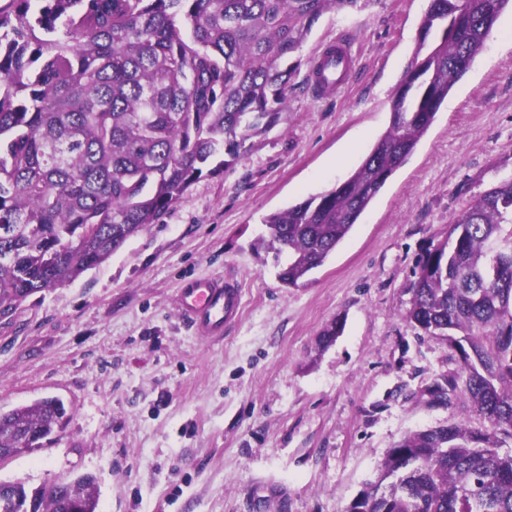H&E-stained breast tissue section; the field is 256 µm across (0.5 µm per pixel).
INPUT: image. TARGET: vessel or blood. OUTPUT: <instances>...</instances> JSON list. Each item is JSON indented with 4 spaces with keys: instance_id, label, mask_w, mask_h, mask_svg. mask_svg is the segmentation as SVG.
I'll use <instances>...</instances> for the list:
<instances>
[{
    "instance_id": "1",
    "label": "vessel or blood",
    "mask_w": 512,
    "mask_h": 512,
    "mask_svg": "<svg viewBox=\"0 0 512 512\" xmlns=\"http://www.w3.org/2000/svg\"><path fill=\"white\" fill-rule=\"evenodd\" d=\"M355 64L350 42L339 39L326 44L313 58L309 75L314 93L336 96ZM176 303L181 316L208 338H218L242 308V292L236 281L221 277H194L184 281Z\"/></svg>"
}]
</instances>
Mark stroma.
<instances>
[{"instance_id":"obj_1","label":"stroma","mask_w":512,"mask_h":512,"mask_svg":"<svg viewBox=\"0 0 512 512\" xmlns=\"http://www.w3.org/2000/svg\"><path fill=\"white\" fill-rule=\"evenodd\" d=\"M429 0L324 14L298 55L344 37L347 89L316 97L298 70L288 109L229 169L202 176L160 219L72 284L0 316V409L60 397L59 439L0 466L28 490L83 473L98 512H346L406 435L481 426L426 386L460 372L448 343L406 318L413 272L459 214L512 178V7L404 166L308 282L283 285L251 244L264 218L331 189L390 122ZM242 286V313L209 339L175 304L187 276ZM344 317L341 336L319 345Z\"/></svg>"}]
</instances>
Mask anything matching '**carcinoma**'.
<instances>
[{
	"mask_svg": "<svg viewBox=\"0 0 512 512\" xmlns=\"http://www.w3.org/2000/svg\"><path fill=\"white\" fill-rule=\"evenodd\" d=\"M370 0H7L0 4V315L74 282L239 160L280 121L293 55L321 16ZM512 0H430L390 123L336 187L263 220L252 244L296 286L345 240L415 151ZM407 318L462 372L426 388L481 428L404 437L346 512H512V178L483 194L418 265ZM64 402L0 410V448L54 441ZM97 512L96 478L34 493L0 480V512Z\"/></svg>",
	"mask_w": 512,
	"mask_h": 512,
	"instance_id": "cac0c4a2",
	"label": "carcinoma"
}]
</instances>
